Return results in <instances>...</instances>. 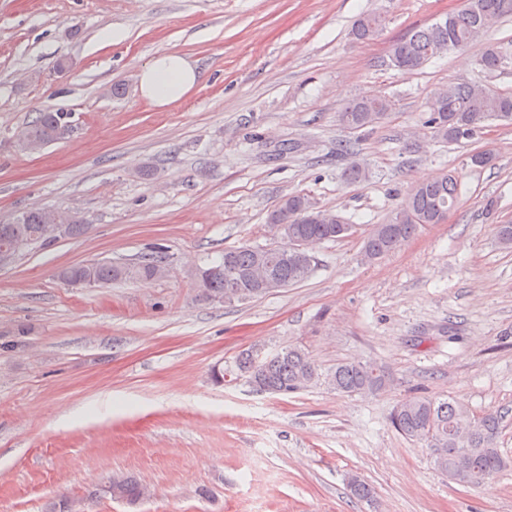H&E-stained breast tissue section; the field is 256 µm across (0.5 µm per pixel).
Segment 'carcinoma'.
Masks as SVG:
<instances>
[{"label":"carcinoma","instance_id":"carcinoma-1","mask_svg":"<svg viewBox=\"0 0 512 512\" xmlns=\"http://www.w3.org/2000/svg\"><path fill=\"white\" fill-rule=\"evenodd\" d=\"M512 16V0H462V5L435 23L410 31L392 45L389 65L401 71H415L449 51L482 38L492 21ZM385 19L367 13L353 24L351 34L360 42L372 39ZM507 51L488 45L481 53V70H501L499 58ZM391 109L389 100L376 95H361L338 112L339 124L359 131L381 123ZM428 124L437 139L448 144L468 142L466 133L484 127L489 121L512 124V94L496 93L479 82L450 84L428 103ZM64 112H41L24 126L19 135L35 152L52 137L55 123ZM458 180L451 173H441L416 185L401 201L389 222L376 224L364 240L362 260L371 263L396 250L411 239L424 224L441 223L455 205ZM64 215L52 209L26 211L10 224H0V248L9 247L19 238L31 246L43 245L52 237L56 222ZM339 215L322 210L304 194H290L269 213L268 224L279 237H298L315 246L339 239L346 222ZM169 257L161 250L144 255L137 264L110 261L95 262L92 272L97 285L126 280H153L165 277ZM312 254L301 257L260 247L241 245L202 267L200 297L208 302L231 304L262 297L278 289L307 280L314 269ZM234 366L247 382H254L264 392L286 395L313 385H325L339 393L359 394L380 390L384 375L374 366L361 362L339 363L323 373L307 352L299 346L283 348L280 358L264 367L252 362V350L238 354ZM502 416L496 412L475 414L458 399L414 396L400 402L390 416L392 425L406 438L425 446L434 464L457 484L475 485L493 479L509 465L497 448ZM353 497L374 500L375 488L364 480L350 485ZM106 493L130 506L150 496L149 487L127 476L113 478Z\"/></svg>","mask_w":512,"mask_h":512}]
</instances>
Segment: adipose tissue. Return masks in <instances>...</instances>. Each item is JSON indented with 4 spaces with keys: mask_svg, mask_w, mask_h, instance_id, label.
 I'll list each match as a JSON object with an SVG mask.
<instances>
[{
    "mask_svg": "<svg viewBox=\"0 0 512 512\" xmlns=\"http://www.w3.org/2000/svg\"><path fill=\"white\" fill-rule=\"evenodd\" d=\"M200 73L183 55L170 52L152 58L138 73L142 99L165 108L188 96L199 84Z\"/></svg>",
    "mask_w": 512,
    "mask_h": 512,
    "instance_id": "1",
    "label": "adipose tissue"
}]
</instances>
